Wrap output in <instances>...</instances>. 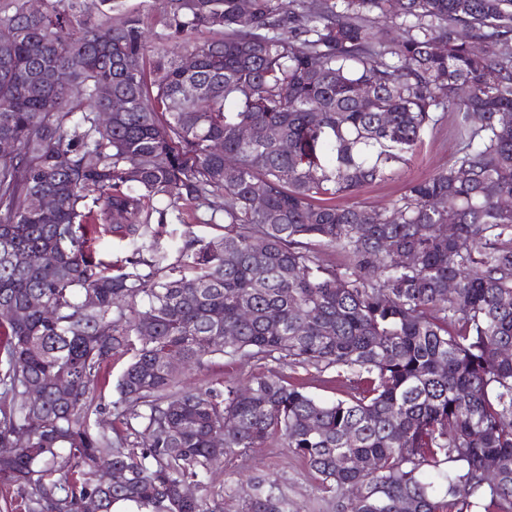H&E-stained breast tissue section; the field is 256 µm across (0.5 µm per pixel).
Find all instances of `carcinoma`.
<instances>
[{"label": "carcinoma", "instance_id": "cac0c4a2", "mask_svg": "<svg viewBox=\"0 0 512 512\" xmlns=\"http://www.w3.org/2000/svg\"><path fill=\"white\" fill-rule=\"evenodd\" d=\"M26 2L0 0V25L18 31L0 44V138L17 144L0 157V303L25 310L0 320V448L14 449L0 492L22 512H82L88 498L101 512H220L212 467L270 443L336 512H512V360L499 356L512 211L497 204L512 196V0H251L246 18L239 0H165L182 51L157 48L150 68L125 0L82 14ZM105 81L129 107L102 123ZM444 107L461 138L447 169L384 210L336 205L404 163ZM42 194L52 211L29 208ZM188 204L224 233L162 246ZM107 236L141 246L116 263ZM119 352L132 354L109 402L121 427L105 431ZM213 356L330 372L345 396L319 401L274 369L180 387V369ZM245 512H288V499L259 480Z\"/></svg>", "mask_w": 512, "mask_h": 512}]
</instances>
